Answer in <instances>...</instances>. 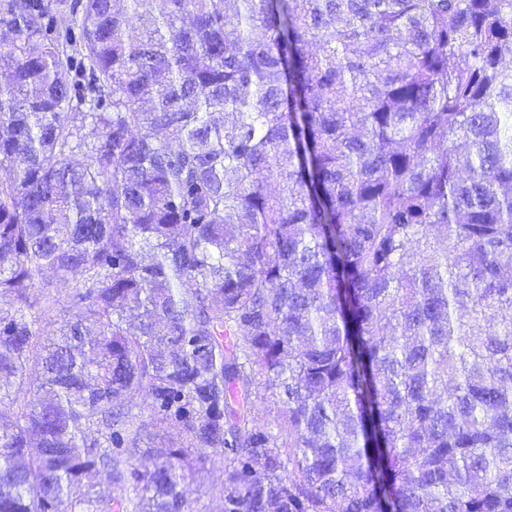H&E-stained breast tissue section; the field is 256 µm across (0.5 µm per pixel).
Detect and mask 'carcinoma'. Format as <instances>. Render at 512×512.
<instances>
[{
    "instance_id": "obj_1",
    "label": "carcinoma",
    "mask_w": 512,
    "mask_h": 512,
    "mask_svg": "<svg viewBox=\"0 0 512 512\" xmlns=\"http://www.w3.org/2000/svg\"><path fill=\"white\" fill-rule=\"evenodd\" d=\"M207 2L0 0V512H512V0ZM54 284L56 285V296L59 299V305H56L52 309H47L42 314V322L41 325L44 326L45 332L54 331L61 322L63 318V314L65 313L66 305H68V296L72 292L73 281L70 280L68 283H64L63 281L59 282L55 278H53ZM196 483L203 486L206 491L200 501L199 507L205 512H222V495L224 488V458L214 455L206 465L205 471L196 478Z\"/></svg>"
}]
</instances>
